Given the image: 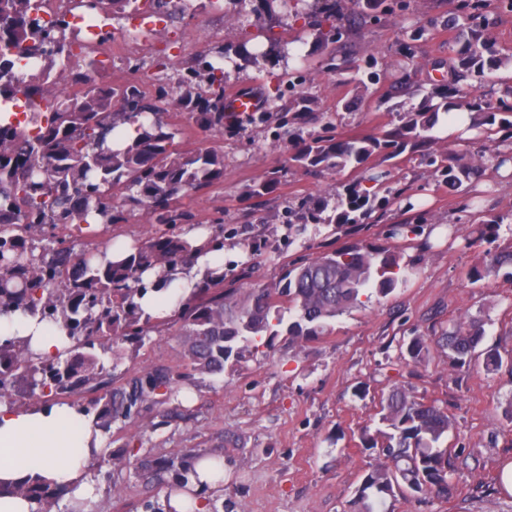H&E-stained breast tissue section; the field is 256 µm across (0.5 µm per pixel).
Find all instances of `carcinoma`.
<instances>
[{"mask_svg": "<svg viewBox=\"0 0 512 512\" xmlns=\"http://www.w3.org/2000/svg\"><path fill=\"white\" fill-rule=\"evenodd\" d=\"M224 6V15L240 20L246 5L256 17L255 33L265 42L217 45L197 54L179 69L176 81L159 76L149 93L136 85L110 87L96 74L105 66L96 51L85 48L83 30L66 13L48 21L42 0H0V105L18 111L0 117V313L38 314L63 330L69 346L52 361H43L25 340L0 343V395L22 382L30 394L55 398L93 383L106 370L94 353L118 359L114 345L141 346L161 332L166 320L142 318L134 298L168 286L172 271L188 264L193 246L187 238L194 216L181 209L180 195L198 193L224 180V154L215 150L181 151L177 132L164 120L171 108L204 132L224 133V66L263 71L280 66L284 74L268 94L269 107L249 113L246 121H274L296 133L290 166L297 171L342 172L360 169L372 157L385 162L408 151L420 156L451 192L480 179L490 162L502 166L512 153L501 149L512 140V91L488 100L472 80L512 68V55L497 47L494 20L487 0H459L451 23L458 32L453 46L455 64L442 88L416 104L399 105V123L378 135L358 139L336 137L334 126L318 111L311 92L313 56L320 68L346 74L355 89L379 76L376 59L351 65L354 32L361 26L396 18L410 10V0H209ZM97 20V39L114 38V9L151 11L165 17H192L194 0L170 9L169 0H86ZM304 20L290 40L271 35L273 26ZM26 57L39 66L24 69ZM464 110L467 129L478 132L481 146L474 153L432 149L428 132L438 114ZM136 136L122 149L107 141L123 125ZM388 176L380 170L363 181L344 186L337 196L312 195L288 205V238L308 225L356 224L381 205L378 198ZM278 176L267 172L247 189L263 197L276 189ZM145 215L158 231L120 263L106 259L105 250L75 252L59 227L123 224ZM501 222L486 216L469 246L493 242ZM400 253L394 247L349 242L293 265L277 281L242 289L224 284V272H212L194 288L179 309L186 367L198 374H219L226 363H240L255 343L272 342L285 334L297 342L325 335L330 321L364 304L362 298L388 297L403 281L398 275ZM512 267V249L489 255L469 271L477 282L503 267ZM152 270L155 280L142 274ZM369 293H364V290ZM290 317H284V314ZM483 321H461L441 334L412 337L406 351L414 363L426 360L438 347L453 367L482 359L485 372L512 366V356L482 347ZM172 393L170 373L157 369L130 379L96 404V424L108 428L126 421L140 404L157 402ZM381 428L361 435L363 447L376 453L377 463L357 489L356 512H385L386 497L396 495L446 499L451 491L452 463L443 442L453 426L448 412L436 402L425 403L402 389L380 402Z\"/></svg>", "mask_w": 512, "mask_h": 512, "instance_id": "1", "label": "carcinoma"}]
</instances>
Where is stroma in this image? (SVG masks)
Returning <instances> with one entry per match:
<instances>
[{"mask_svg":"<svg viewBox=\"0 0 512 512\" xmlns=\"http://www.w3.org/2000/svg\"><path fill=\"white\" fill-rule=\"evenodd\" d=\"M197 5L193 18L167 23L185 60L240 37L208 0ZM456 6L457 0H417L414 16L371 25L356 35L359 54L375 56L384 72L364 91L357 109L344 107L355 92L342 75L315 76L312 91L320 111L332 116L337 137L371 135L397 123L388 91L401 77L408 36L420 25L426 32L418 44L415 79L431 89L428 66L448 60L456 35L448 19ZM156 53L153 41L129 42L97 79L112 87L150 88L151 79L127 62ZM168 122L178 130V149L209 148L224 155L223 182L179 196L178 205L209 232L213 218L223 217L225 270H246L250 283H270L288 265L360 240L394 244L405 281L388 299L370 300L336 317L326 336L300 345L279 336L273 346L259 345L246 362L220 374L189 373L175 323L143 346L126 348L102 383L64 395V403L89 406L156 368L171 372L174 393L166 403L144 405L127 423L103 431V448L89 469L95 487L88 500L91 512H147V504H165L175 477L143 470L144 458L193 462L210 456L224 461V487L202 495L203 512H353L355 492L376 462L375 454L362 448L360 434L378 428L381 397L397 387L447 409L454 422L446 443L455 474L447 499H390V512H512V495L500 486L501 468L512 460V418L504 413L512 400V372L453 369L437 351L423 365L404 364L412 336L463 316L481 318L485 345L512 354V272L504 268L477 283L467 277L486 252L512 246V168L488 166L477 185L485 193L481 206L465 211L461 197L448 194L418 156L400 155L389 160L391 175L382 187L394 199L388 210L368 214L354 231L322 225L292 242L279 221L287 202L321 191L340 194L346 184L373 171L378 159L339 174H305L289 169V138L275 123L245 124L217 135L189 126L175 111ZM268 171L278 174L275 191L248 197L246 186ZM490 214L502 220L498 239L465 248L463 234ZM409 223L421 225L423 235L390 239L391 225ZM151 232V224L138 216L125 224L96 226L91 235L75 227L70 235L81 251L120 237L139 244Z\"/></svg>","mask_w":512,"mask_h":512,"instance_id":"obj_1","label":"stroma"}]
</instances>
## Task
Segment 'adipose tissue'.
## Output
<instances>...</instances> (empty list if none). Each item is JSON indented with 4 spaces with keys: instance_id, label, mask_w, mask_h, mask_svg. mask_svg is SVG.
<instances>
[{
    "instance_id": "adipose-tissue-1",
    "label": "adipose tissue",
    "mask_w": 512,
    "mask_h": 512,
    "mask_svg": "<svg viewBox=\"0 0 512 512\" xmlns=\"http://www.w3.org/2000/svg\"><path fill=\"white\" fill-rule=\"evenodd\" d=\"M221 264L219 252L202 251L193 264L174 272L166 290L147 292L140 299L142 312L153 317L172 313L207 271ZM8 339L27 340L32 351L45 359L56 358L68 344L54 325L20 312L0 315V342ZM101 446L92 416L81 408L48 403L21 409L0 403V512H34L33 501L13 492L20 482H45L75 498L90 497L94 486L87 473ZM196 470L199 478L189 490L172 492L174 512H193L201 490L223 485V464L202 460Z\"/></svg>"
}]
</instances>
